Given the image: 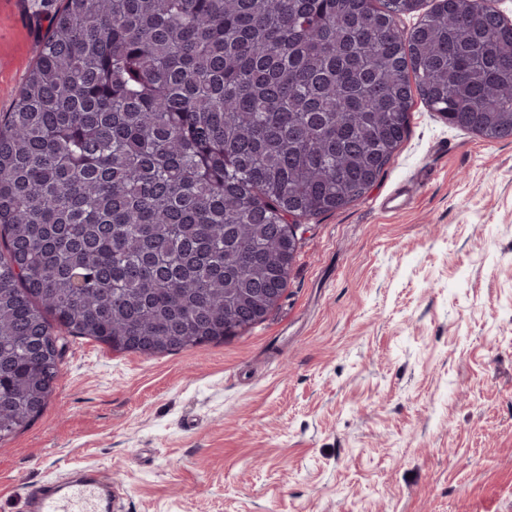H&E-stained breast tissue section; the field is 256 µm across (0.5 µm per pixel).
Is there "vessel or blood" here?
<instances>
[{"label": "vessel or blood", "instance_id": "b4317fda", "mask_svg": "<svg viewBox=\"0 0 512 512\" xmlns=\"http://www.w3.org/2000/svg\"><path fill=\"white\" fill-rule=\"evenodd\" d=\"M112 483L88 468L64 483H47L26 498V512H110Z\"/></svg>", "mask_w": 512, "mask_h": 512}]
</instances>
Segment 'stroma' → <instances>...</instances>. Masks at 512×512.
<instances>
[{"instance_id":"obj_1","label":"stroma","mask_w":512,"mask_h":512,"mask_svg":"<svg viewBox=\"0 0 512 512\" xmlns=\"http://www.w3.org/2000/svg\"><path fill=\"white\" fill-rule=\"evenodd\" d=\"M58 5L0 0V49L27 43L0 114ZM296 232L277 306L224 342L69 337L47 406L0 441V512L87 466L114 512H512V138L415 100L375 185Z\"/></svg>"}]
</instances>
